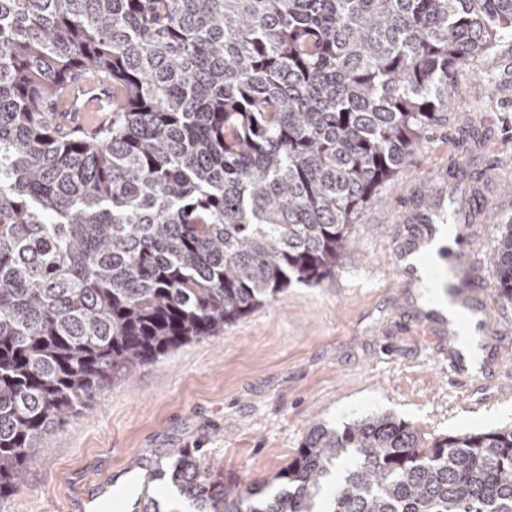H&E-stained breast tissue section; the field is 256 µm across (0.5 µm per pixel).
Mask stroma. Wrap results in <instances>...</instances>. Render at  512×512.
I'll use <instances>...</instances> for the list:
<instances>
[{
  "label": "stroma",
  "mask_w": 512,
  "mask_h": 512,
  "mask_svg": "<svg viewBox=\"0 0 512 512\" xmlns=\"http://www.w3.org/2000/svg\"><path fill=\"white\" fill-rule=\"evenodd\" d=\"M455 87L463 103L361 211L333 275L292 284L51 426L0 512H133L151 498L173 507L176 488L146 480L172 448L194 449L199 470L242 490L286 466L312 424L340 429L371 413L428 437L512 426V300L488 258L500 192L512 187V38L460 70ZM440 208L455 211V228ZM427 238L440 278L464 280L470 307L494 308L479 370L453 348L447 289L404 271ZM468 251L472 262L458 265Z\"/></svg>",
  "instance_id": "stroma-1"
}]
</instances>
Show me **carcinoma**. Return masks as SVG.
<instances>
[{
  "label": "carcinoma",
  "instance_id": "cac0c4a2",
  "mask_svg": "<svg viewBox=\"0 0 512 512\" xmlns=\"http://www.w3.org/2000/svg\"><path fill=\"white\" fill-rule=\"evenodd\" d=\"M512 34V0H0V502L46 429L191 340L336 270L349 229ZM112 76L88 135L52 117ZM490 248L512 299V190ZM194 512H512V426H310L269 484L177 448ZM112 103V84L97 73L81 74L74 85H67L58 95L54 112L57 116L72 115L75 125L93 133L110 119L106 104Z\"/></svg>",
  "mask_w": 512,
  "mask_h": 512
}]
</instances>
